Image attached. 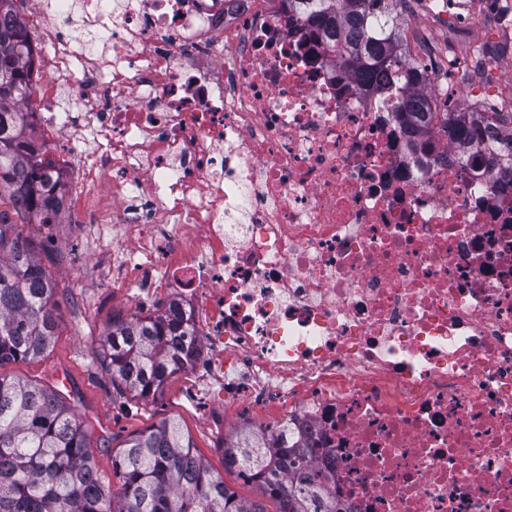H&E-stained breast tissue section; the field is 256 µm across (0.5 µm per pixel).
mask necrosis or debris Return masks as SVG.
Returning a JSON list of instances; mask_svg holds the SVG:
<instances>
[{
  "mask_svg": "<svg viewBox=\"0 0 512 512\" xmlns=\"http://www.w3.org/2000/svg\"><path fill=\"white\" fill-rule=\"evenodd\" d=\"M25 119L95 285L178 303L198 405L314 449L347 512H512V182L434 141L282 0H34Z\"/></svg>",
  "mask_w": 512,
  "mask_h": 512,
  "instance_id": "necrosis-or-debris-1",
  "label": "necrosis or debris"
}]
</instances>
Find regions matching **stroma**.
Here are the masks:
<instances>
[{
  "mask_svg": "<svg viewBox=\"0 0 512 512\" xmlns=\"http://www.w3.org/2000/svg\"><path fill=\"white\" fill-rule=\"evenodd\" d=\"M434 31L439 47H452L462 54L478 42L493 44L498 31L510 32L505 42L512 60V0H476L465 11L456 34L438 26L435 0H408L402 12V32L415 43L422 31ZM101 195L87 198L82 218L63 212L49 232L26 227L41 263L50 271L57 288L54 315L56 336L42 358L6 364L5 374L58 387L92 424L94 434L109 438L108 448L95 452L96 465L104 477L112 475V452L132 435L161 420L173 417L191 437L197 454L239 497H256L255 485L246 483L237 472L224 467V441L249 422L248 416L225 413L223 405L200 411L192 397V374L184 371L171 378L156 397L138 399L119 392L101 359L105 333L112 322L130 319V291L126 288H95V269L109 259L108 250L90 252L83 238L82 224L91 223L98 208L106 206Z\"/></svg>",
  "mask_w": 512,
  "mask_h": 512,
  "instance_id": "1",
  "label": "stroma"
}]
</instances>
